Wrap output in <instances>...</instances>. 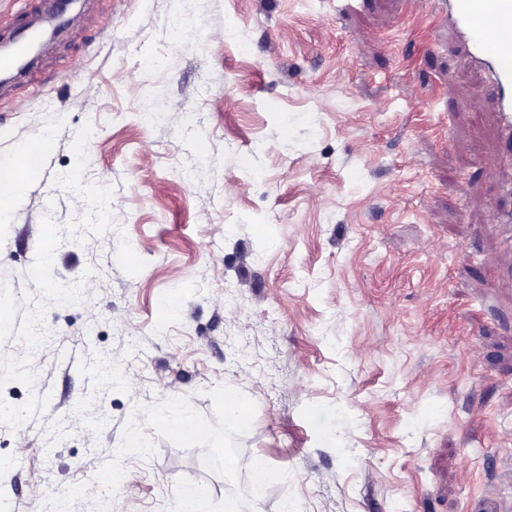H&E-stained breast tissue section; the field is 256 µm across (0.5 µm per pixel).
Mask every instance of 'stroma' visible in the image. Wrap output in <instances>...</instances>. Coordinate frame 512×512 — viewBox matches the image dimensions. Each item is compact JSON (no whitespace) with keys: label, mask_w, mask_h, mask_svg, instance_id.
Masks as SVG:
<instances>
[{"label":"stroma","mask_w":512,"mask_h":512,"mask_svg":"<svg viewBox=\"0 0 512 512\" xmlns=\"http://www.w3.org/2000/svg\"><path fill=\"white\" fill-rule=\"evenodd\" d=\"M67 20L0 86V165L53 138L0 227V512H512L499 125L434 0ZM212 497L209 488L203 484H188L179 495L180 512H205Z\"/></svg>","instance_id":"stroma-1"}]
</instances>
